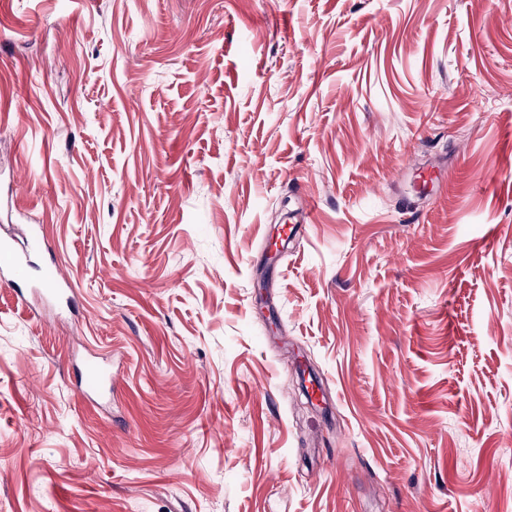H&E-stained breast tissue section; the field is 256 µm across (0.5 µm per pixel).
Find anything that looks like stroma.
<instances>
[{"mask_svg": "<svg viewBox=\"0 0 512 512\" xmlns=\"http://www.w3.org/2000/svg\"><path fill=\"white\" fill-rule=\"evenodd\" d=\"M12 182L0 512H512V0H0ZM27 252H18L7 244L0 246L1 286L16 288L18 282L25 280L31 267ZM77 388L86 397H102L112 392V371L98 362H87L77 381Z\"/></svg>", "mask_w": 512, "mask_h": 512, "instance_id": "stroma-1", "label": "stroma"}]
</instances>
